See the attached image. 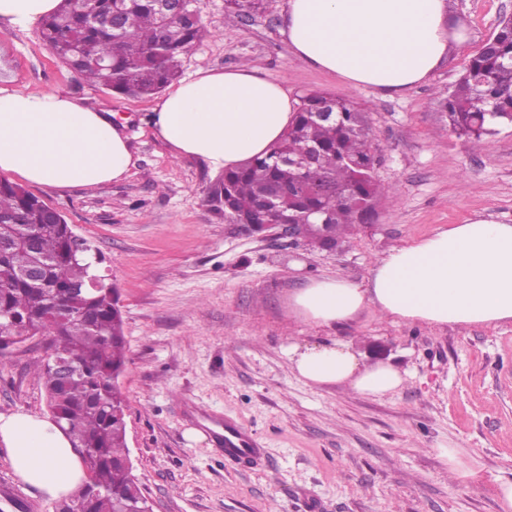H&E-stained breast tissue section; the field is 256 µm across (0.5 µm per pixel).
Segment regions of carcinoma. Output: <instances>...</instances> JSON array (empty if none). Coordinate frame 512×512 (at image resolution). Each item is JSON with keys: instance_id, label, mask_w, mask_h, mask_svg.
<instances>
[{"instance_id": "obj_1", "label": "carcinoma", "mask_w": 512, "mask_h": 512, "mask_svg": "<svg viewBox=\"0 0 512 512\" xmlns=\"http://www.w3.org/2000/svg\"><path fill=\"white\" fill-rule=\"evenodd\" d=\"M225 2L238 14L265 8V0ZM40 35L90 85L143 99L180 77L185 56L210 30L199 14L166 15L158 0H61ZM436 100L448 127L476 148L495 127L512 124V20L500 21L454 90ZM327 110L331 118L318 116ZM378 164L356 102L313 91L270 153L224 171L210 201L227 224L304 216V239L325 250L357 227L359 208L373 213L380 199L396 197L375 177ZM67 228L61 213L0 178V343L43 336L73 363L66 373L49 358L37 366L51 417L86 472L61 512H152L127 465L126 398L112 382L128 360L117 294L99 272L101 255H71ZM35 263L41 277L25 278Z\"/></svg>"}]
</instances>
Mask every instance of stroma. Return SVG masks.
Here are the masks:
<instances>
[{"mask_svg":"<svg viewBox=\"0 0 512 512\" xmlns=\"http://www.w3.org/2000/svg\"><path fill=\"white\" fill-rule=\"evenodd\" d=\"M448 2L469 41L403 94L354 89L297 59L281 33L287 0L241 15L225 12L224 0L197 2L213 35L186 56L184 75L245 63L292 98L322 91L363 109L376 177L397 197L332 252L234 234L207 201L219 172L173 157L148 123L154 99L91 86L52 56L38 26L0 21V91H55L111 110L128 138L121 180L33 192L103 254L119 290L128 449L154 512H499L498 483L512 479L511 321L439 327L369 308L338 328L288 309L309 279L365 281L391 249L474 216L512 224V125L475 150L443 127L434 103L512 16V0ZM338 335L361 363L399 368L402 388L371 397L299 380L289 346ZM47 354L39 336L0 353V413L46 414L34 364ZM189 401L254 432L263 464L227 463ZM448 446L460 449L466 482L449 473L439 453ZM1 484L16 499L0 500V512H59L58 500L14 474L0 447Z\"/></svg>","mask_w":512,"mask_h":512,"instance_id":"stroma-1","label":"stroma"}]
</instances>
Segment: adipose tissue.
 Wrapping results in <instances>:
<instances>
[{
  "mask_svg": "<svg viewBox=\"0 0 512 512\" xmlns=\"http://www.w3.org/2000/svg\"><path fill=\"white\" fill-rule=\"evenodd\" d=\"M58 0H0V19L26 29ZM283 34L294 55L349 87L402 92L424 81L467 40L447 0H288ZM295 102L277 82L241 66L200 70L171 86L150 125L174 157L233 169L268 154ZM126 136L106 109L51 92L0 93V175L45 188L91 187L126 176ZM290 306L303 320L340 327L371 307L385 317L437 326L512 321V224L477 218L392 249L365 282L310 280ZM308 385H347L381 397L406 381L393 365H363L349 342L331 338L288 350ZM0 447L14 473L49 497L69 495L84 469L48 416L0 413Z\"/></svg>",
  "mask_w": 512,
  "mask_h": 512,
  "instance_id": "obj_1",
  "label": "adipose tissue"
}]
</instances>
